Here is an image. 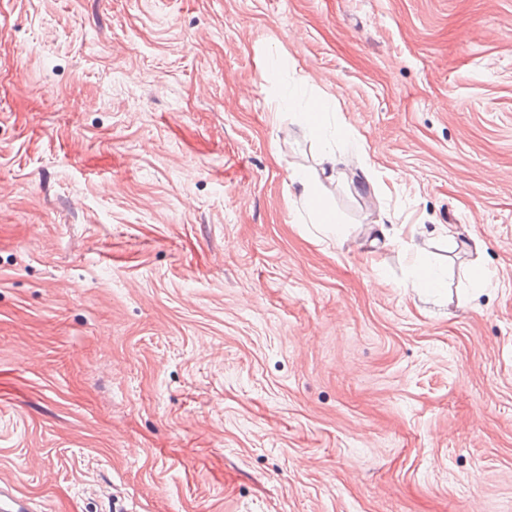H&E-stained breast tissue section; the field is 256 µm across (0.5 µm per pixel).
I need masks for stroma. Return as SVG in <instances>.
<instances>
[{"instance_id": "1", "label": "stroma", "mask_w": 512, "mask_h": 512, "mask_svg": "<svg viewBox=\"0 0 512 512\" xmlns=\"http://www.w3.org/2000/svg\"><path fill=\"white\" fill-rule=\"evenodd\" d=\"M299 83L366 144L323 182L340 245L288 205ZM0 478L34 512H512V0H0ZM415 258L412 264L411 288L420 292L438 293L441 288H447L444 274L435 266L422 258V250L416 245Z\"/></svg>"}]
</instances>
